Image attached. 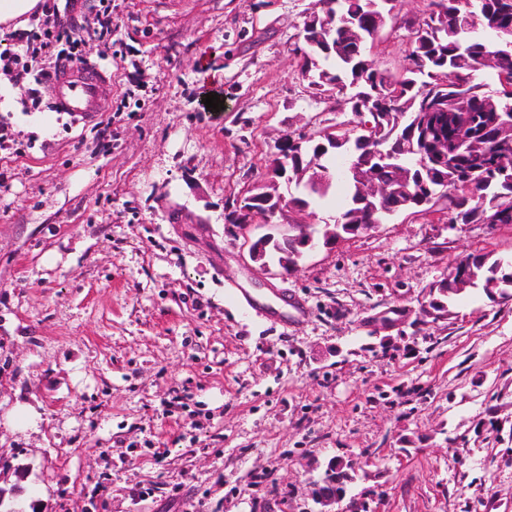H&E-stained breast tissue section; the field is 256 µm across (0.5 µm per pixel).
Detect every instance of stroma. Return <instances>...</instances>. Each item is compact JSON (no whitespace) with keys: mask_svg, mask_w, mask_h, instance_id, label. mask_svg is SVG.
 Segmentation results:
<instances>
[{"mask_svg":"<svg viewBox=\"0 0 512 512\" xmlns=\"http://www.w3.org/2000/svg\"><path fill=\"white\" fill-rule=\"evenodd\" d=\"M313 7L112 0L119 57L83 48L112 75L100 112L10 111L35 140L0 158V499L16 512H167L176 483L196 512H339L316 499L337 461L372 512H512V302L469 287L447 320L421 312L461 258L512 261V224L403 213L286 272L225 220L286 138L356 120L299 74ZM234 285L265 304L295 291L310 314L282 328ZM396 308L398 329L375 331ZM21 405L36 429L13 426ZM259 469L272 482L253 486Z\"/></svg>","mask_w":512,"mask_h":512,"instance_id":"stroma-1","label":"stroma"}]
</instances>
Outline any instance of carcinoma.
<instances>
[{
	"label": "carcinoma",
	"mask_w": 512,
	"mask_h": 512,
	"mask_svg": "<svg viewBox=\"0 0 512 512\" xmlns=\"http://www.w3.org/2000/svg\"><path fill=\"white\" fill-rule=\"evenodd\" d=\"M366 5L367 0H337L336 31L315 45L303 22L302 79L322 94L344 97L351 111L366 118L351 128L288 138L281 159L288 162L289 175L305 184L309 168L322 169L344 182L348 193L338 221L315 232L311 245L294 233L262 252L263 262L285 271L317 246L408 210L427 212L442 201L452 223L485 224L494 215L497 223L512 224V171L499 169L502 157H512V134L505 129L512 125V47L494 49L493 41L476 34L512 25V0H426L423 20L400 18L410 39L407 64L399 72L370 57ZM492 53L494 90L478 79L482 61ZM440 136L448 140L444 160L429 148ZM378 147L393 156L377 175V181L398 189L387 205L366 198L361 182L349 174L354 164H377ZM467 285L509 299L512 272L486 254L456 262L428 285L432 321L448 316L452 296Z\"/></svg>",
	"instance_id": "obj_1"
}]
</instances>
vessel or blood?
<instances>
[{
    "label": "vessel or blood",
    "instance_id": "1",
    "mask_svg": "<svg viewBox=\"0 0 512 512\" xmlns=\"http://www.w3.org/2000/svg\"><path fill=\"white\" fill-rule=\"evenodd\" d=\"M109 82V72L105 67L76 62L61 66L50 81L53 108L75 118L89 117L92 112L98 111ZM307 313L305 301L291 295L284 298L282 306L268 307L263 316L286 328Z\"/></svg>",
    "mask_w": 512,
    "mask_h": 512
}]
</instances>
